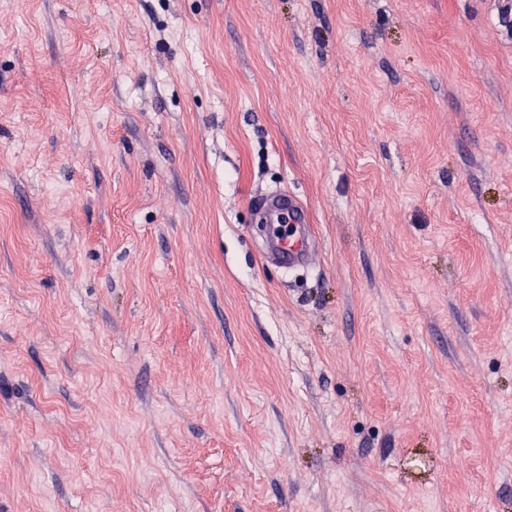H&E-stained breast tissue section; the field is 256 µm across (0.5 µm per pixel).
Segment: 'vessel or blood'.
Listing matches in <instances>:
<instances>
[{"label":"vessel or blood","instance_id":"obj_1","mask_svg":"<svg viewBox=\"0 0 512 512\" xmlns=\"http://www.w3.org/2000/svg\"><path fill=\"white\" fill-rule=\"evenodd\" d=\"M265 221L274 240L276 255L286 267L310 266L317 250L316 236L306 206L293 194L277 192L266 208ZM288 224L290 232L280 235L279 224Z\"/></svg>","mask_w":512,"mask_h":512}]
</instances>
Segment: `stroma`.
<instances>
[{
	"label": "stroma",
	"mask_w": 512,
	"mask_h": 512,
	"mask_svg": "<svg viewBox=\"0 0 512 512\" xmlns=\"http://www.w3.org/2000/svg\"><path fill=\"white\" fill-rule=\"evenodd\" d=\"M506 3L0 0V512H512ZM265 222L271 224L269 233L274 240L275 254L284 260L286 267H309L314 262L318 248L316 236L307 208L296 196L278 191L267 204ZM277 224L284 225V231H288L290 224V233L280 235Z\"/></svg>",
	"instance_id": "35a3bbf8"
}]
</instances>
